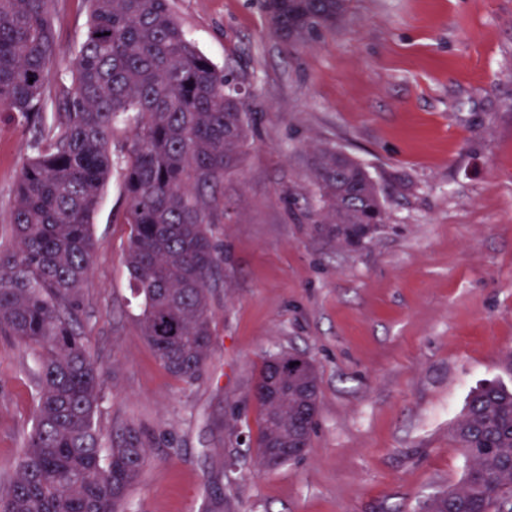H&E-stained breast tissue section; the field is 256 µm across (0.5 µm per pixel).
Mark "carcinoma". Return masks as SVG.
<instances>
[{
  "label": "carcinoma",
  "instance_id": "carcinoma-1",
  "mask_svg": "<svg viewBox=\"0 0 512 512\" xmlns=\"http://www.w3.org/2000/svg\"><path fill=\"white\" fill-rule=\"evenodd\" d=\"M54 0H0V108L36 135L10 215L13 243H0V335L30 350L38 404L0 512H119L147 448L126 429L105 447L96 425L104 371L79 331L81 285L95 249L92 219L114 166L122 170L129 226L125 267L141 299L139 324L160 364L187 385L202 375L211 342L209 279L217 254L209 225L221 223L224 172L248 145L249 121L233 72L187 36L171 0H88L71 79L57 85L62 111L46 126L45 85L56 60ZM288 44L311 41L343 16L336 0L262 3ZM131 132L118 157L112 142ZM326 209L320 230L359 246L385 224L365 168L336 147L312 160ZM274 375L265 360L255 387L262 448H306L319 409L311 360ZM453 436L462 483L434 496L429 512H512V385L474 391Z\"/></svg>",
  "mask_w": 512,
  "mask_h": 512
}]
</instances>
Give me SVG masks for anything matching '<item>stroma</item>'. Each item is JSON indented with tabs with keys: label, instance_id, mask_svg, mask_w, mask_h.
<instances>
[{
	"label": "stroma",
	"instance_id": "35a3bbf8",
	"mask_svg": "<svg viewBox=\"0 0 512 512\" xmlns=\"http://www.w3.org/2000/svg\"><path fill=\"white\" fill-rule=\"evenodd\" d=\"M191 40L233 69L250 113L224 174L221 255L202 378L169 374L144 340L111 172L93 218L80 330L105 373L97 427L132 428L148 455L129 512H426L459 485L451 435L471 391L512 350V0H349L336 28L288 48L259 0H173ZM85 0H58L66 75ZM32 132L0 111V238ZM333 146L363 165L386 225L344 247L324 220L311 158ZM313 360L319 412L308 448L263 466L254 385L268 353ZM35 366L0 338V481L36 409Z\"/></svg>",
	"mask_w": 512,
	"mask_h": 512
}]
</instances>
